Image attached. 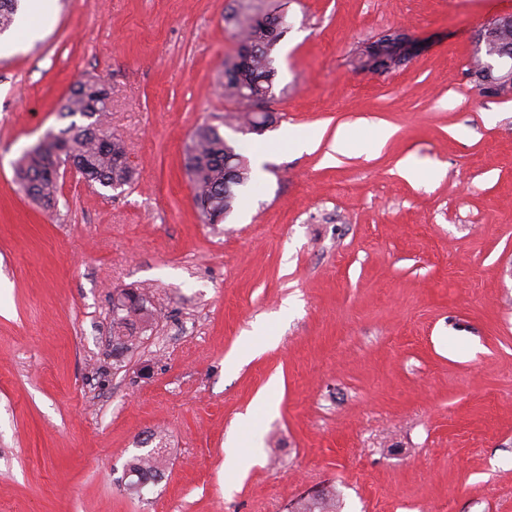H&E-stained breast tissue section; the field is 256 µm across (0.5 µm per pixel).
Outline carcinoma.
<instances>
[{
    "label": "carcinoma",
    "instance_id": "obj_1",
    "mask_svg": "<svg viewBox=\"0 0 512 512\" xmlns=\"http://www.w3.org/2000/svg\"><path fill=\"white\" fill-rule=\"evenodd\" d=\"M237 8L225 17L232 24L238 50L224 59V96L238 105L224 113V124L238 130L257 120L249 104L262 101L272 94L278 70L269 59L267 50L277 44L287 32L281 21L282 0H237ZM18 0H0V33L15 22ZM512 43V27L503 28L496 38L483 45V53L473 54L478 66L484 55L493 52L498 43ZM105 82L85 76L72 88L61 107V116L77 115L89 120L79 125L72 121L58 133L46 135L27 149L15 165V182L24 195L37 206L50 210L59 202V180L67 169L90 184L118 189L131 185L136 172L127 160L122 140L110 136L105 107ZM185 169L193 185V200L208 224L220 223L234 208L233 187L246 184L251 169L246 158L229 145L219 128L203 123L195 128L185 148ZM147 292L121 291L117 303L129 310L112 308L114 350L124 353L139 340L133 333L134 323L148 322L153 312L147 306ZM161 448L134 456L127 464L132 479L126 492L141 496L149 485L163 478Z\"/></svg>",
    "mask_w": 512,
    "mask_h": 512
}]
</instances>
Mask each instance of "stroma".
Listing matches in <instances>:
<instances>
[{"instance_id": "stroma-1", "label": "stroma", "mask_w": 512, "mask_h": 512, "mask_svg": "<svg viewBox=\"0 0 512 512\" xmlns=\"http://www.w3.org/2000/svg\"><path fill=\"white\" fill-rule=\"evenodd\" d=\"M234 6L57 0L42 38L0 55V512H512V100L468 75L474 33L512 0H289L287 92L261 135L222 124ZM393 31L410 62L355 71ZM87 74L137 178L65 174L46 211L14 164L68 126ZM203 122L264 156L215 226L185 170ZM381 125L382 148L325 163L338 127L370 142ZM121 289L154 316L119 360ZM153 434L165 477L129 496Z\"/></svg>"}]
</instances>
